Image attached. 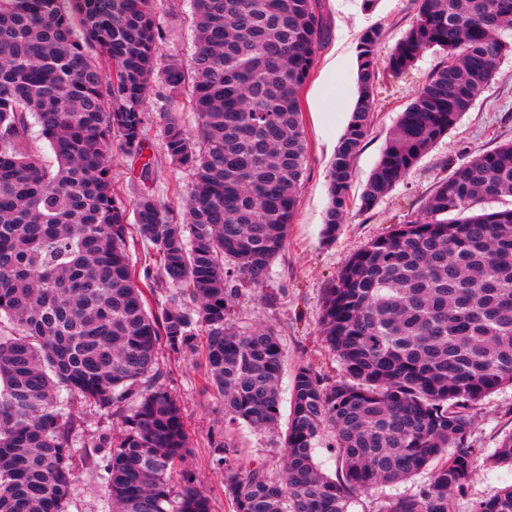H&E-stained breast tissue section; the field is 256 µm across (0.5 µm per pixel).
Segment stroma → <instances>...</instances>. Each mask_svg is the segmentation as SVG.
<instances>
[{
	"label": "stroma",
	"instance_id": "1",
	"mask_svg": "<svg viewBox=\"0 0 512 512\" xmlns=\"http://www.w3.org/2000/svg\"><path fill=\"white\" fill-rule=\"evenodd\" d=\"M318 18V40L311 72L300 90L307 158L300 202L288 228L284 251L273 262L264 290L240 287L235 299V321L240 326L273 327L286 350L280 382L282 406L277 429L254 430L228 424L222 399L205 386L201 352L159 355L162 380L179 400L189 435L191 452L183 469L195 473L199 485L211 496L212 512H234L224 494V473L211 460L218 445H228L238 473L259 467L272 478L283 469L281 437L287 429L292 380L299 367H307L333 383L342 376L336 354L319 333L321 303L353 253L371 238L394 225L414 220L427 197L442 178L475 156L512 140V51L502 55L491 84L475 100L447 136L438 141L413 169L369 212L359 208V197L401 112L410 103L419 83L439 64L440 57L425 52L408 74L396 77L380 69L374 84V119L363 148L352 163L353 181L345 221L334 239L323 236V222L330 202L329 171L338 143L351 119L359 87L357 44L368 27L382 30L381 53L394 44L417 19L415 0H378L374 10L362 0H313ZM161 32L160 54L190 62L195 52L192 0H154ZM167 89L155 78L146 102V139L142 158L128 156L113 145L112 182L118 196L133 204L144 195L154 196L179 208L191 182L187 169L174 165L161 136ZM150 163V177H142L143 163ZM274 294L265 303L262 292ZM67 412L74 420L76 436L84 441L119 428L123 408L102 411L80 399L71 400ZM473 440L484 453L496 448L503 434L512 430V386L486 397L473 412ZM101 457L77 455L75 485L68 512H109L100 478ZM512 484V467L480 465L467 491L454 500V512H471L473 502L487 498Z\"/></svg>",
	"mask_w": 512,
	"mask_h": 512
}]
</instances>
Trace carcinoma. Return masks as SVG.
<instances>
[{
	"label": "carcinoma",
	"instance_id": "carcinoma-1",
	"mask_svg": "<svg viewBox=\"0 0 512 512\" xmlns=\"http://www.w3.org/2000/svg\"><path fill=\"white\" fill-rule=\"evenodd\" d=\"M197 46L168 60L166 151L194 181L184 221L150 195L134 224L112 188L111 150L141 156L145 102L159 52L152 0H0V512H67L77 453L61 392L110 410L134 399L102 454L112 512H211L195 475L178 401L158 355L196 349L229 422L273 430L285 350L275 330L232 323V280L261 289L299 203L306 143L299 92L315 55L312 0H193ZM512 0H419L418 16L380 59L382 33L358 42L359 95L329 172L323 234L344 222L352 161L371 126L379 64L410 71L433 51L360 196L379 200L458 123L493 80L512 42ZM197 131L183 128L186 81ZM55 164L31 148L30 120ZM512 141L441 179L417 219L355 252L325 289L321 334L344 377L300 367L292 381L284 467L241 475L227 447L224 495L235 512H349L378 486L427 480L382 512H453L479 459L512 465V431L485 455L470 410L512 385ZM156 247L160 276L180 287L160 314L156 279L136 276L129 230ZM152 376L149 384L142 379ZM336 453L335 476L314 450ZM471 512H512V485Z\"/></svg>",
	"mask_w": 512,
	"mask_h": 512
}]
</instances>
